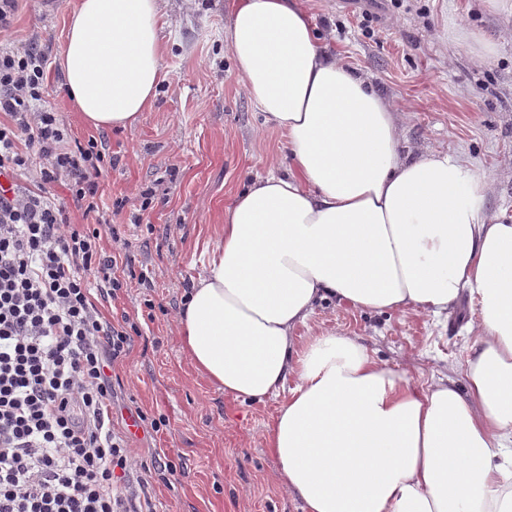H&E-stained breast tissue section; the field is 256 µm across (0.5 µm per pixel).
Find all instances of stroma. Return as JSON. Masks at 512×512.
Returning a JSON list of instances; mask_svg holds the SVG:
<instances>
[{
  "label": "stroma",
  "mask_w": 512,
  "mask_h": 512,
  "mask_svg": "<svg viewBox=\"0 0 512 512\" xmlns=\"http://www.w3.org/2000/svg\"><path fill=\"white\" fill-rule=\"evenodd\" d=\"M230 0H184L168 7L160 32L164 78L155 100L132 125L103 130L72 106L55 64L77 0H20L0 42L37 45L46 55L44 96L71 140H96L118 163L99 178L96 212L75 207L65 183L46 190L71 223L113 226L103 252L118 253L124 287L100 302L104 317L127 321L132 344L112 367L118 398L115 431L135 460L154 458L176 470L172 485L137 469L157 512H302L278 482V463L263 444L283 395L241 402L200 378L180 348L175 316L204 269L224 210L255 176L287 172L288 144L265 124L236 72L224 25ZM330 49L363 73L402 115L401 153L440 149L462 157L489 180L487 205L512 219V14L485 0H305ZM152 203L142 208L141 193ZM143 212L142 223H131ZM462 299L447 317L370 313L321 302L309 323L354 336L378 359L414 382L463 380L468 324ZM141 418L129 433L128 417ZM164 418L163 430L150 422Z\"/></svg>",
  "instance_id": "obj_1"
}]
</instances>
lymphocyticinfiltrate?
<instances>
[{
  "label": "lymphocytic infiltrate",
  "mask_w": 512,
  "mask_h": 512,
  "mask_svg": "<svg viewBox=\"0 0 512 512\" xmlns=\"http://www.w3.org/2000/svg\"><path fill=\"white\" fill-rule=\"evenodd\" d=\"M46 66L37 46H0V171L32 184L0 193V512H155L144 488L121 486L134 461L112 427L110 370L132 339L90 293L116 296V263L100 229L44 190L67 182L94 212L106 154L94 140L66 148L41 105Z\"/></svg>",
  "instance_id": "f902f5d3"
}]
</instances>
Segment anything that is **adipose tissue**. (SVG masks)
Listing matches in <instances>:
<instances>
[{
  "mask_svg": "<svg viewBox=\"0 0 512 512\" xmlns=\"http://www.w3.org/2000/svg\"><path fill=\"white\" fill-rule=\"evenodd\" d=\"M163 0H79L59 59L96 128L132 125L162 80ZM228 47L291 153L224 211L177 316L196 373L233 398L287 390L264 441L304 512H512V222L315 33L304 0H232ZM478 307L464 383H413L355 337L298 335L322 301L442 316Z\"/></svg>",
  "mask_w": 512,
  "mask_h": 512,
  "instance_id": "1",
  "label": "adipose tissue"
}]
</instances>
